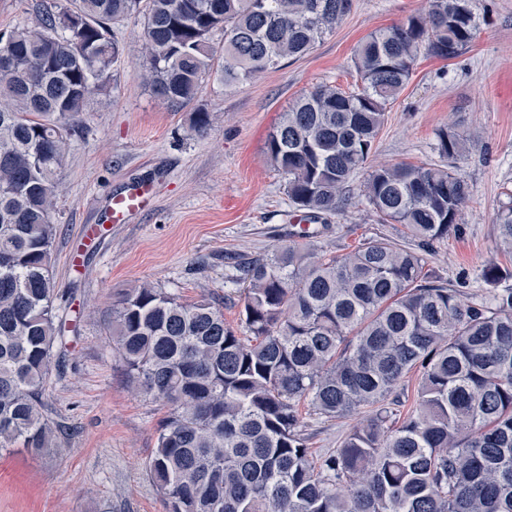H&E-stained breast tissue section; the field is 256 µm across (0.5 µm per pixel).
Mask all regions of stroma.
<instances>
[{
  "label": "stroma",
  "instance_id": "obj_1",
  "mask_svg": "<svg viewBox=\"0 0 512 512\" xmlns=\"http://www.w3.org/2000/svg\"><path fill=\"white\" fill-rule=\"evenodd\" d=\"M426 5L353 0L343 22L304 57L231 87L209 79L186 106L156 98L141 80L142 20L115 26L124 52L107 88L89 95L57 176L55 304L72 328L44 402L64 433L44 452L0 450V512H165L147 475L165 410L127 383L109 340L113 301L148 283L184 302L211 298L238 325L234 262L299 240L287 178L267 160L270 131L315 86L351 88L357 45ZM476 12L478 35L465 53L418 61L370 157L374 166L439 165V133L467 137L461 169L470 199L458 230L427 256L430 270L466 295L481 287L488 261L512 270L492 224L512 191V0H477ZM199 110L210 116L202 134L190 129ZM138 180L153 185L151 209L125 224L103 222L112 194ZM380 236L408 239L401 225L377 223L354 196L307 244L336 255ZM300 418L316 456L338 448L361 421H327L305 406Z\"/></svg>",
  "mask_w": 512,
  "mask_h": 512
}]
</instances>
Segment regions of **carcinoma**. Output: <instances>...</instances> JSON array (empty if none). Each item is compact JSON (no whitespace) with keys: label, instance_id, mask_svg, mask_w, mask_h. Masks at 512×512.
<instances>
[{"label":"carcinoma","instance_id":"carcinoma-1","mask_svg":"<svg viewBox=\"0 0 512 512\" xmlns=\"http://www.w3.org/2000/svg\"><path fill=\"white\" fill-rule=\"evenodd\" d=\"M352 0H66L0 42V448L41 452L63 428L42 391L60 361L52 219L57 170L85 101L121 54L112 26H144V82L188 105L206 78L247 81L309 53ZM224 33V67L210 44ZM478 31L474 0H429L423 13L358 46L352 91L322 84L269 133L267 157L288 200L318 222L343 211L387 109L420 57L453 59ZM444 166L370 169L359 196L409 247L373 237L320 255L298 244L235 265L240 325L206 297L184 303L144 284L112 304V343L129 383L168 407L148 476L166 512H512V271L461 299L425 254L456 230L469 186L468 140L439 134ZM512 254V200L493 220ZM416 402L402 421L385 404L410 373ZM366 423L340 448L309 453L299 417Z\"/></svg>","mask_w":512,"mask_h":512}]
</instances>
